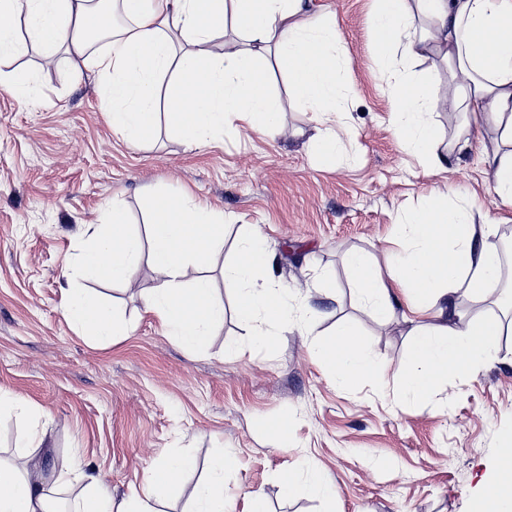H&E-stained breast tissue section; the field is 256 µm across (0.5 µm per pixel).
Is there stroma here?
Listing matches in <instances>:
<instances>
[{"mask_svg": "<svg viewBox=\"0 0 512 512\" xmlns=\"http://www.w3.org/2000/svg\"><path fill=\"white\" fill-rule=\"evenodd\" d=\"M311 10L334 15L351 60L343 77L355 90L347 120L356 135L329 162L314 154L315 117L272 54L263 67L282 110L280 132L265 137L233 118L222 139L201 147L163 119L141 146L129 145L112 130L98 76L69 48L48 60L31 46L5 63L27 82L20 94L0 89V392L23 396L31 409L0 415V459L38 432L46 480L53 462L87 464L119 499L142 489L166 458L191 454L195 469L160 512H187L223 451L235 456L224 474L230 512H247L252 492L269 512H326L320 495H291L283 484L306 459L334 488L336 512H474L512 437V331L473 372L406 407L390 378L341 386L314 346L350 321L390 370L404 367L407 303L385 320L365 311L346 254L382 261L400 251L399 217L437 192L456 191L488 212L494 246L512 237V209L493 204L479 150L431 175L397 139L395 99L375 59L373 0H311ZM152 192L224 215V247L201 271L224 319L195 351L148 312L145 297L160 277L145 258L124 281L87 285L119 311L125 333L96 343L64 316L66 268L95 225L118 206L130 230L145 234ZM253 226L270 244L273 285L288 303L287 325L266 327L263 346L238 320L236 290L224 280ZM201 272L189 270L183 287ZM282 415L290 420L284 442L267 428Z\"/></svg>", "mask_w": 512, "mask_h": 512, "instance_id": "stroma-1", "label": "stroma"}]
</instances>
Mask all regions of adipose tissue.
<instances>
[{
	"instance_id": "1",
	"label": "adipose tissue",
	"mask_w": 512,
	"mask_h": 512,
	"mask_svg": "<svg viewBox=\"0 0 512 512\" xmlns=\"http://www.w3.org/2000/svg\"><path fill=\"white\" fill-rule=\"evenodd\" d=\"M374 30L378 61L395 92V132L430 173L444 170L437 152L438 129L430 109L468 116L470 124L492 129L496 137L482 156L490 174L495 205L512 207V0H375ZM129 22L113 28L109 13L90 0H0V60L20 54L9 17L25 15L28 34L45 56L69 44L83 68L98 74L101 99L111 107L113 131L138 144L165 115L171 131L190 143L213 141L228 117H236L266 135L281 126V109L271 96L260 65L264 52L287 61L289 84L319 126L313 140L319 152L335 157L340 133H351L344 102L353 94L343 80L349 61L338 51L335 20L317 17L308 0H120ZM243 36L241 47L212 55L208 44L226 29ZM434 57L445 66L442 85L415 78L405 64ZM146 236L129 230L125 212L112 208L71 265L74 278L87 281L127 279L141 257H148L161 283L147 298V309L183 348L205 344L224 308L212 302L210 282L194 279L181 286L188 268L205 267L224 244V224L215 213L183 198L154 195ZM398 231L407 240L404 253L386 263L350 253L346 265L352 291L374 315L393 314L397 293L409 291L417 323L410 362L396 373L360 339L348 323L317 354L340 383L356 384L393 375L403 396L425 402L451 375H463L491 357L502 324L493 317L464 322L460 293L493 303L512 304V290L499 287L502 258L486 241L484 225L464 199L435 198L405 214ZM272 255L260 233L246 237L224 277L236 290V314L253 325L283 324L288 308L278 292L262 283ZM64 314L84 335L109 340L119 328L114 306L83 285L71 289ZM0 462V512H49L52 493L35 449ZM231 454L217 455L210 477L192 494L189 512H225L223 479ZM195 466L188 455H174L152 471L142 491L114 500L100 474L65 461L58 479L81 486L72 512H158L156 505ZM512 505V448H504L497 475L487 484L476 512H506Z\"/></svg>"
}]
</instances>
